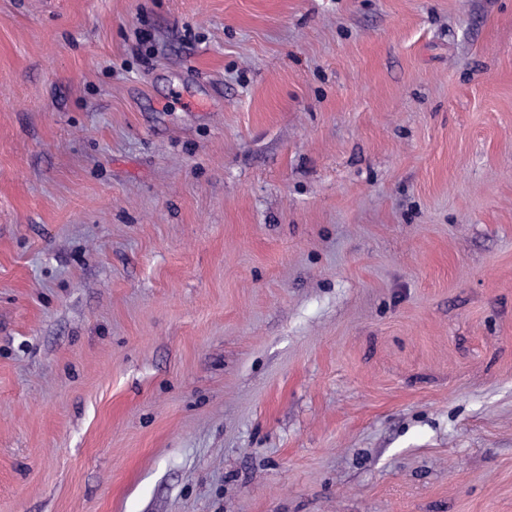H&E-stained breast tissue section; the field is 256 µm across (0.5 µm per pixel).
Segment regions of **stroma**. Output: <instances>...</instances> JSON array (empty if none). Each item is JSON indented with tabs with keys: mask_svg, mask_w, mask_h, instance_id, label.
Wrapping results in <instances>:
<instances>
[{
	"mask_svg": "<svg viewBox=\"0 0 512 512\" xmlns=\"http://www.w3.org/2000/svg\"><path fill=\"white\" fill-rule=\"evenodd\" d=\"M0 512H512V0H0Z\"/></svg>",
	"mask_w": 512,
	"mask_h": 512,
	"instance_id": "obj_1",
	"label": "stroma"
}]
</instances>
